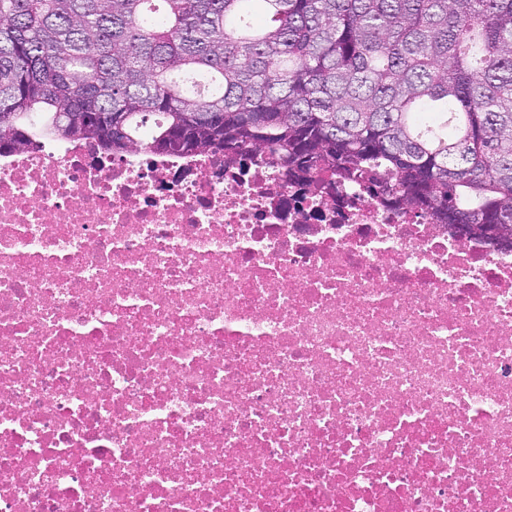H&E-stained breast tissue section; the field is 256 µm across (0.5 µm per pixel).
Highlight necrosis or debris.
<instances>
[{
    "label": "necrosis or debris",
    "instance_id": "4bbe7bcc",
    "mask_svg": "<svg viewBox=\"0 0 512 512\" xmlns=\"http://www.w3.org/2000/svg\"><path fill=\"white\" fill-rule=\"evenodd\" d=\"M0 512H512V248L220 153L1 155Z\"/></svg>",
    "mask_w": 512,
    "mask_h": 512
}]
</instances>
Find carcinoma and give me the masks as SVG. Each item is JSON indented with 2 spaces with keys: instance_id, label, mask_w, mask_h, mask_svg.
<instances>
[{
  "instance_id": "obj_1",
  "label": "carcinoma",
  "mask_w": 512,
  "mask_h": 512,
  "mask_svg": "<svg viewBox=\"0 0 512 512\" xmlns=\"http://www.w3.org/2000/svg\"><path fill=\"white\" fill-rule=\"evenodd\" d=\"M0 116V154L222 151L512 245V0H0Z\"/></svg>"
}]
</instances>
